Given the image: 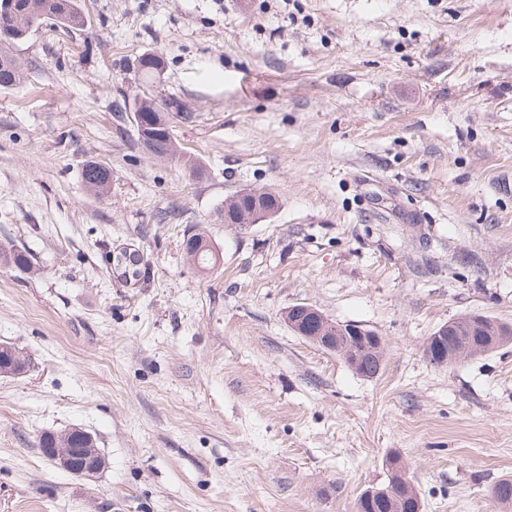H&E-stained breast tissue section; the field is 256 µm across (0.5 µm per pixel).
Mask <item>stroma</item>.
<instances>
[{
	"label": "stroma",
	"mask_w": 512,
	"mask_h": 512,
	"mask_svg": "<svg viewBox=\"0 0 512 512\" xmlns=\"http://www.w3.org/2000/svg\"><path fill=\"white\" fill-rule=\"evenodd\" d=\"M82 4L0 89V247L31 261L0 265V344L28 362L0 376V512H354L393 456L423 512H506L512 344L448 366L424 346L463 313L512 323V0ZM141 97L178 104L180 159L138 143ZM243 188L277 214L225 223ZM298 303L375 330L382 371L294 333ZM73 427L92 478L37 446Z\"/></svg>",
	"instance_id": "1"
}]
</instances>
